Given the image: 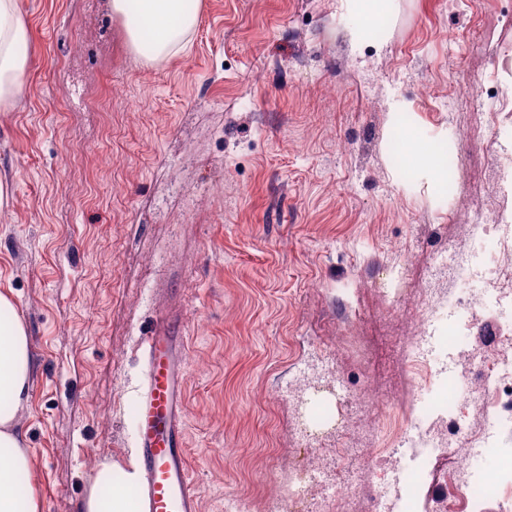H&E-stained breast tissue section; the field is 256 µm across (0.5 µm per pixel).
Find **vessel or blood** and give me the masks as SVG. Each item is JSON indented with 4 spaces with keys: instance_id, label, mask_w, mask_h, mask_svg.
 Returning a JSON list of instances; mask_svg holds the SVG:
<instances>
[{
    "instance_id": "1",
    "label": "vessel or blood",
    "mask_w": 512,
    "mask_h": 512,
    "mask_svg": "<svg viewBox=\"0 0 512 512\" xmlns=\"http://www.w3.org/2000/svg\"><path fill=\"white\" fill-rule=\"evenodd\" d=\"M175 329L161 322L141 339L145 373L136 404L140 512H200L184 445L183 372Z\"/></svg>"
}]
</instances>
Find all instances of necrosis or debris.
<instances>
[{
  "label": "necrosis or debris",
  "instance_id": "4bbe7bcc",
  "mask_svg": "<svg viewBox=\"0 0 512 512\" xmlns=\"http://www.w3.org/2000/svg\"><path fill=\"white\" fill-rule=\"evenodd\" d=\"M490 244L512 257V210L474 214L467 242H448L416 287L394 291L393 302L416 327L398 342L417 377L416 408L400 414L375 392L366 401L339 404L332 436L297 421L308 461L286 470L272 462L271 474L287 473L288 483L266 499L265 512H343L349 498L367 500L371 512H413L416 490L401 466L406 458L437 489L433 512H487L489 501H512V456L494 470L477 468L512 427V349L497 345L490 355L465 356L483 312L492 314L498 335L512 334V290L499 285L502 267L491 264ZM367 414L377 420L378 445L359 448L351 429ZM441 458L451 467L440 468Z\"/></svg>",
  "mask_w": 512,
  "mask_h": 512
}]
</instances>
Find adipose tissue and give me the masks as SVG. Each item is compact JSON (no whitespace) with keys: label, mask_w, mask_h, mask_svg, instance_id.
Listing matches in <instances>:
<instances>
[{"label":"adipose tissue","mask_w":512,"mask_h":512,"mask_svg":"<svg viewBox=\"0 0 512 512\" xmlns=\"http://www.w3.org/2000/svg\"><path fill=\"white\" fill-rule=\"evenodd\" d=\"M348 12L359 18L350 27L352 44L361 43L391 11L393 0H344ZM112 10L126 22L134 47L158 59L185 46L197 14L185 0H112ZM157 33L155 42L143 45L142 24ZM29 28L16 0H0V110L11 108L24 92L25 48ZM34 372L26 325L11 292L0 290V512H41L36 486L20 488V477L30 475L33 455L25 448L20 424ZM139 481V464L128 455L123 464L100 463L91 469L89 491L81 512H133V494Z\"/></svg>","instance_id":"adipose-tissue-1"}]
</instances>
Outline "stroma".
Segmentation results:
<instances>
[{
  "instance_id": "stroma-1",
  "label": "stroma",
  "mask_w": 512,
  "mask_h": 512,
  "mask_svg": "<svg viewBox=\"0 0 512 512\" xmlns=\"http://www.w3.org/2000/svg\"><path fill=\"white\" fill-rule=\"evenodd\" d=\"M17 2L30 37L24 94L0 111V290L29 330L42 512H80L92 467L134 449L140 338L160 321L183 338L200 512L259 504L270 461L298 460L273 390L303 387L313 350L408 410L414 378L377 329L413 327L374 280L419 275L428 238L465 241L475 212L512 208L475 164L512 172V0H394L356 48L343 0H198L186 49L156 60L108 0ZM397 136L434 148L444 179L396 166Z\"/></svg>"
}]
</instances>
